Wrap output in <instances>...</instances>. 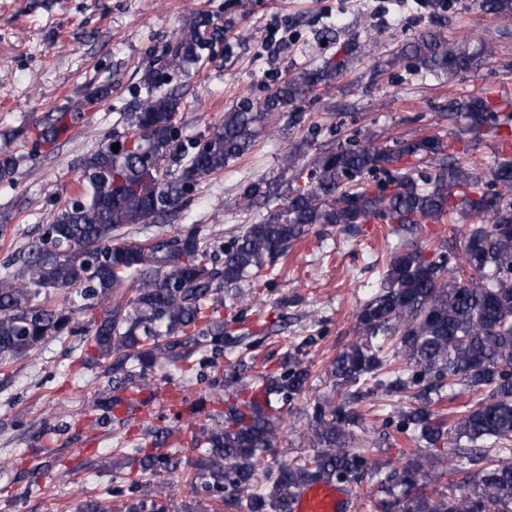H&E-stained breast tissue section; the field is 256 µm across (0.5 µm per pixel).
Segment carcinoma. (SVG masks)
Segmentation results:
<instances>
[{
	"label": "carcinoma",
	"mask_w": 512,
	"mask_h": 512,
	"mask_svg": "<svg viewBox=\"0 0 512 512\" xmlns=\"http://www.w3.org/2000/svg\"><path fill=\"white\" fill-rule=\"evenodd\" d=\"M481 6L495 18L512 17V0H481ZM202 43L199 26L184 30L168 68L184 70ZM410 53L426 71L451 77L479 68L494 48L484 40L423 36ZM348 70L345 56L299 72L261 105L245 101L224 113V122L188 152L175 123L181 97L163 89L159 72L147 73L146 96L134 117L146 138L111 139L85 156L80 196L27 245L19 270L0 277V362L25 358L46 340L69 335L76 314L97 310L88 336L96 359L112 361L113 388L144 382L157 359L184 358L180 348L191 339L220 345L224 322L210 309L224 303V289H235L231 303L241 301V284L315 226L384 224L398 243L375 292L360 306L358 338L327 370L332 396L314 405L301 434L313 454L267 472V490L250 492L275 451L284 414L312 379L309 367L288 354L276 371L256 372L244 362L228 366L221 381L224 409L193 436L194 447L202 449L197 459L179 449L158 452L165 438L154 431L152 448H130L100 466L156 477L187 466L196 493L226 500L246 494L245 512H292L309 484L356 482L370 469L368 449L355 440L359 414L345 401L346 390L357 387L376 399L383 394L408 402L382 422L411 451L402 470L378 471L386 495L377 504L380 512H512V462L487 461L472 449L512 440V158L493 157L489 173L482 174L479 164L451 153L437 135L397 152L340 146L316 154L309 181L289 188L281 208L243 228L224 247L219 265L194 231L125 239L126 229L180 206L190 194L187 180L196 183L248 153L268 113L333 85ZM108 93L106 85L95 87L47 115L37 124L34 148L54 145L67 127L84 124L87 108ZM459 112L469 120L467 131L497 138L495 153L512 142V114L503 115L502 103L482 95L464 103L448 100V119ZM407 155L418 164L404 166ZM18 165V158L1 156L0 182H12ZM273 196L259 179L240 200L248 207L261 198L271 204ZM444 220L467 226L463 249L442 244L426 252L403 237ZM49 288L65 293L63 305L47 304ZM464 388L479 394L450 424L432 403L453 401ZM450 438L456 449L448 484L466 489L459 496L429 487L439 463L432 450Z\"/></svg>",
	"instance_id": "obj_1"
}]
</instances>
